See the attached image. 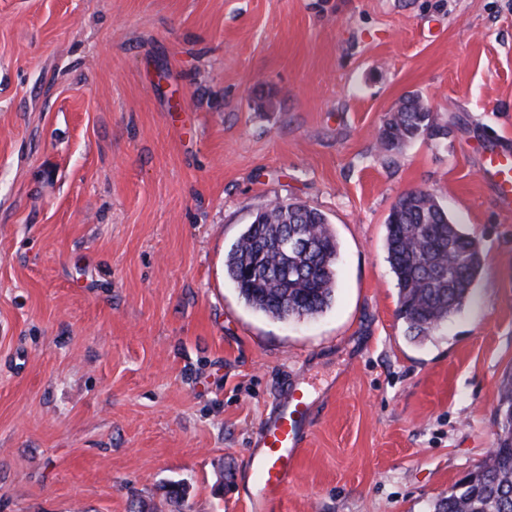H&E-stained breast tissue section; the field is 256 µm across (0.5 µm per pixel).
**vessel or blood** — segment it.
Here are the masks:
<instances>
[{"instance_id":"b4317fda","label":"vessel or blood","mask_w":512,"mask_h":512,"mask_svg":"<svg viewBox=\"0 0 512 512\" xmlns=\"http://www.w3.org/2000/svg\"><path fill=\"white\" fill-rule=\"evenodd\" d=\"M504 207L512 206V149L494 146L482 169ZM314 400L304 380L287 384L260 422L250 443V499L256 505L282 502L296 475L311 434Z\"/></svg>"}]
</instances>
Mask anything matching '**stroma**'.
<instances>
[{
    "label": "stroma",
    "instance_id": "1",
    "mask_svg": "<svg viewBox=\"0 0 512 512\" xmlns=\"http://www.w3.org/2000/svg\"><path fill=\"white\" fill-rule=\"evenodd\" d=\"M411 95L448 134L384 150ZM501 143L512 0H0V512H251L290 377L318 407L279 512H432L493 446L512 369V212L481 177ZM418 189L486 265L414 341L385 238ZM278 198L339 242L305 319L224 272Z\"/></svg>",
    "mask_w": 512,
    "mask_h": 512
}]
</instances>
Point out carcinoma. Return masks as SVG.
Masks as SVG:
<instances>
[{
  "label": "carcinoma",
  "instance_id": "carcinoma-1",
  "mask_svg": "<svg viewBox=\"0 0 512 512\" xmlns=\"http://www.w3.org/2000/svg\"><path fill=\"white\" fill-rule=\"evenodd\" d=\"M447 135L427 101L406 98L383 123L378 140L398 150L421 136ZM386 251L398 288L397 314L408 335L430 336L472 300L484 269L479 239L454 222L429 190L401 195L387 221ZM339 244L325 215L299 202L271 201L225 255L224 267L241 297L276 319L313 316L335 294ZM494 447L482 464L433 512H512V372L499 384Z\"/></svg>",
  "mask_w": 512,
  "mask_h": 512
}]
</instances>
